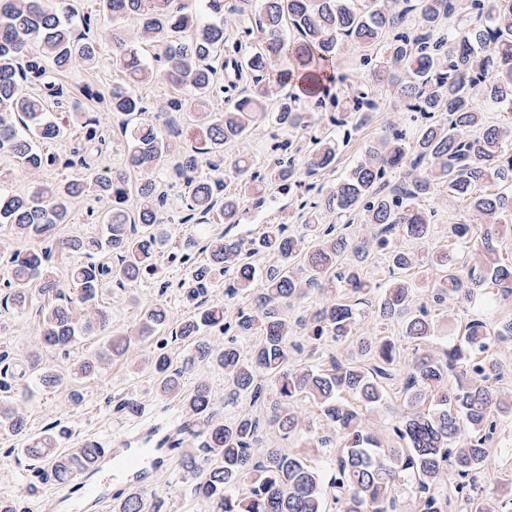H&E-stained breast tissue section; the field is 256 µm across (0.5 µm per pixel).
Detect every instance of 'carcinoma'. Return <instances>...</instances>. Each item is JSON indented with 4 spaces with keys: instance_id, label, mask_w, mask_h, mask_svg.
<instances>
[{
    "instance_id": "obj_1",
    "label": "carcinoma",
    "mask_w": 512,
    "mask_h": 512,
    "mask_svg": "<svg viewBox=\"0 0 512 512\" xmlns=\"http://www.w3.org/2000/svg\"><path fill=\"white\" fill-rule=\"evenodd\" d=\"M72 7L71 0H0L1 153L32 172L59 165L90 169L83 157L62 163L46 148L75 125L87 141L105 144L97 120L80 112L62 117L48 112L49 104L77 93L135 119L124 169L96 168L27 194L0 186V224L17 237L44 242L53 239L57 225L71 223L75 202L93 195L112 199L102 219L103 236L62 241L76 255L118 259L115 265L86 262L70 269L84 318L60 302V284L47 271L50 250L10 255L6 301L21 310L35 289L48 298L46 345L64 349L84 336L108 332L109 317L98 307L105 280L123 284L156 274L168 221L167 192L156 170L166 157L177 160L175 172L188 188L183 224H237L240 200L250 197L261 206L274 186L293 198L301 214L323 208L340 218L360 214L372 231L353 243L334 224L308 222L296 233L285 224H266L247 240L209 238L202 247L204 262L191 254L197 241L190 238L171 260L189 266L177 288L195 310L174 324L166 304H145L136 334L109 336L105 352L75 363L71 377H91L103 363L124 357L132 344L172 329L184 348L180 366H174L165 337L147 366L156 391L181 402L188 447L180 451L179 467L182 476L197 479L194 494L205 512H396V493L409 487L420 493L421 512H512L511 496L491 502L483 484L498 420L512 415V400L490 385L501 375L492 350L512 338V319L491 328L478 319L467 321L438 357L422 349L435 336L437 320L426 310L410 312L418 288L437 302L470 299L487 288L497 300H512V264L503 263L496 248L512 231V0H97L79 35L68 20ZM451 17L457 23L443 27V19ZM290 29L298 37H288ZM136 41L162 53L147 63L133 48ZM104 42L112 45L110 62L123 81L109 90L70 87L67 73L78 62L97 66ZM345 42L364 52L362 62L373 67L338 80L336 58ZM158 81L172 89L170 108L193 119L203 146L188 153L172 129L144 117L149 109L137 89ZM338 83L345 86L340 93ZM373 84L392 87L407 110L429 123L411 140L395 127L367 144L360 163L313 196L307 178L335 168L336 135L319 127L321 117L307 111L301 97L335 108L351 102L347 122L361 127L376 109ZM477 87L485 101L504 110L502 123L483 121L474 103ZM214 98L228 103L224 111L209 108ZM437 112L448 113V123L432 121ZM264 120L303 140V156L291 155L286 162L277 156L264 174L254 171L247 154L214 160ZM226 179L235 192H224ZM445 188L478 217L479 234L466 223L450 225L462 246L454 261L445 247L426 254L399 247L398 234L427 241L430 220L420 202ZM132 194L137 204L130 211L126 202ZM471 247L482 255L473 267ZM376 251L386 255L391 280L372 304L375 324L403 320V335L414 345L403 386L407 411L393 425L394 448L382 446L361 409L344 394L367 407L380 404L385 383L396 377L403 360L402 347L388 336L362 341L366 364L327 365L319 355L325 340L354 337L362 313L348 295L365 302L372 294L375 285L362 269ZM258 253L273 257V264L256 268L251 257ZM218 275L229 277L231 298H247L231 314L220 303L198 306ZM314 298L318 302L311 307L288 315V308ZM208 332L224 335V346L206 341ZM252 336L258 342L245 354L238 340ZM298 336L310 351L306 362L293 366L289 348ZM201 362L224 370L226 400L247 395L254 403L269 402L272 424L284 436H304L322 453L336 455L330 478L284 448L255 455L258 418L244 413L224 420L203 378L183 389V373ZM33 368L37 388L62 384L60 375ZM302 401L314 403L336 431V447L309 434L298 412ZM0 431H27L23 412L9 399L0 398ZM66 432L50 427L24 448L29 457L48 461L47 480L63 483L100 462L101 448L93 440L59 451L58 439ZM116 512H146L141 490H130Z\"/></svg>"
}]
</instances>
